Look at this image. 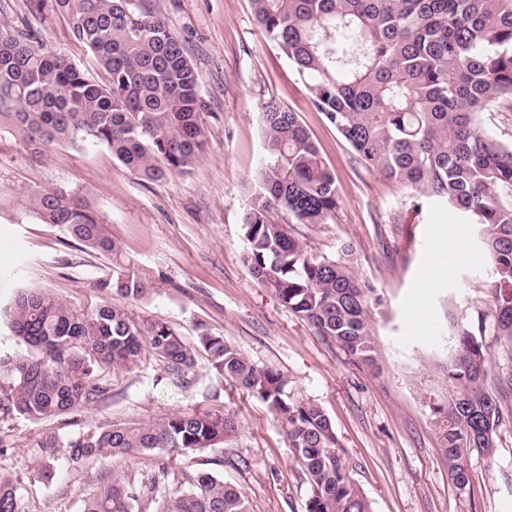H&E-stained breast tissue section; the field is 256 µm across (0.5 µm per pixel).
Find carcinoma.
I'll return each mask as SVG.
<instances>
[{"instance_id": "obj_1", "label": "carcinoma", "mask_w": 512, "mask_h": 512, "mask_svg": "<svg viewBox=\"0 0 512 512\" xmlns=\"http://www.w3.org/2000/svg\"><path fill=\"white\" fill-rule=\"evenodd\" d=\"M74 39L108 74L99 84L30 28L0 25V133L41 154L58 144L104 145L123 166L153 181L185 171L203 151L206 130L198 76L181 41L148 0H54ZM256 23L304 77L315 108L362 163L415 195L433 197L474 226L486 260L489 311L460 321L446 365L448 396L429 403L448 475L470 484L467 458L490 456L512 412V372L489 388V349L512 354V138L482 126V114L512 111V0H253ZM263 162L243 216V259L269 292L320 335L362 362L373 360L369 324L374 288L342 261L313 252L295 226L334 224L340 196L333 171L296 113L274 99L260 105ZM20 220L58 228L67 240L109 259L100 292L141 300L153 289L107 234L80 193L31 188ZM29 356L0 359V422L76 414L111 390L106 372L145 356L165 379L193 382L198 351L224 381L266 402L307 472L306 512H371L337 451L322 407L296 395L279 370L254 364L224 337L202 331L191 347L166 323L135 322L105 301L76 311L25 289L3 309ZM239 429L218 411L174 414L145 424L87 425L50 434L37 481L65 458L151 456L157 471L135 481L112 477L83 512H250L245 494L211 472L184 475L170 497L173 454L213 448ZM0 512H24L0 478Z\"/></svg>"}]
</instances>
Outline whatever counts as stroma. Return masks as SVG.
I'll return each instance as SVG.
<instances>
[{"instance_id": "1", "label": "stroma", "mask_w": 512, "mask_h": 512, "mask_svg": "<svg viewBox=\"0 0 512 512\" xmlns=\"http://www.w3.org/2000/svg\"><path fill=\"white\" fill-rule=\"evenodd\" d=\"M180 37L196 69L206 104L201 114L206 146L189 172L144 181L104 146L62 145L36 157L12 136L0 135V188L82 190L108 234L154 280L146 298L125 302L136 321L167 323L191 346L201 329L224 336L250 360L272 366L289 387L319 404L339 439L351 479L372 512H512V422L499 430L492 456L467 461L470 490L448 477L439 450L431 397L448 392L444 368L451 353L452 319L485 309V259L474 229L464 226L467 260L449 265L420 309L423 329L410 313L430 255L443 244L456 211L367 168L318 112L302 76L257 25L252 0H150ZM0 22L26 25L65 54L93 81L107 79L95 56L76 42L67 16L52 0H0ZM276 99L296 112L336 176V223L306 229L312 248L345 263L376 290L369 323L374 364L354 360L283 306L244 264L242 216L263 142L260 105ZM108 262L68 244L45 224L17 223L0 213V308L21 288H37L77 310L100 301L97 280ZM155 359L109 373L111 391L76 415L46 420L17 417L0 423V477H9L25 512H83L102 479L134 478L150 460L99 456L72 466L60 461L48 482L33 480L39 439L72 434L85 424H138L192 410L236 416L237 437L182 458L199 462L241 488L251 512H305L310 486L288 446L285 430L267 404L219 379L198 356L190 388L169 387Z\"/></svg>"}]
</instances>
